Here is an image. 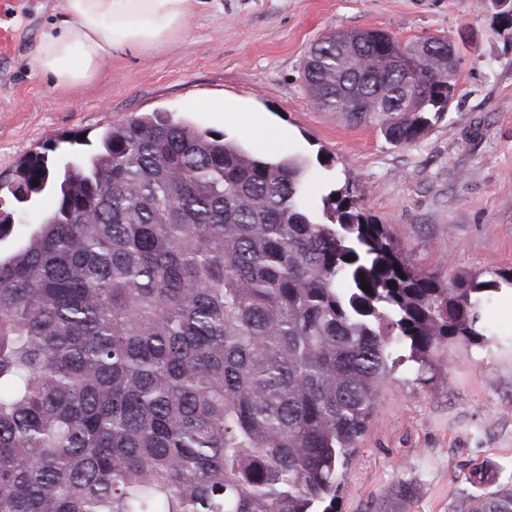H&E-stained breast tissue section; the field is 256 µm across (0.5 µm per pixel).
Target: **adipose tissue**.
I'll return each instance as SVG.
<instances>
[{"mask_svg":"<svg viewBox=\"0 0 512 512\" xmlns=\"http://www.w3.org/2000/svg\"><path fill=\"white\" fill-rule=\"evenodd\" d=\"M199 0H65L62 18L44 29L34 68L56 86L77 88L99 63L125 49L149 50L183 31Z\"/></svg>","mask_w":512,"mask_h":512,"instance_id":"1","label":"adipose tissue"}]
</instances>
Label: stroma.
Returning <instances> with one entry per match:
<instances>
[{
  "label": "stroma",
  "instance_id": "stroma-1",
  "mask_svg": "<svg viewBox=\"0 0 512 512\" xmlns=\"http://www.w3.org/2000/svg\"><path fill=\"white\" fill-rule=\"evenodd\" d=\"M64 0H0V176L35 153H91L101 132L166 112L262 157L304 162L311 200L349 182L376 219L398 232L410 260L450 279L512 271V27L483 0H210L185 31L147 54L123 52L85 86L57 87L32 67L39 33ZM381 29L401 43L453 40L458 87L447 114L415 143L385 137L388 117L353 120L319 109L302 65L333 30ZM242 104L231 116L198 102ZM287 130L262 145L251 113ZM58 203L44 190L25 204L0 197L14 220L0 252L21 245ZM488 341L433 354V368L396 367L344 473L335 512H468L473 497L512 485V288L483 313Z\"/></svg>",
  "mask_w": 512,
  "mask_h": 512
}]
</instances>
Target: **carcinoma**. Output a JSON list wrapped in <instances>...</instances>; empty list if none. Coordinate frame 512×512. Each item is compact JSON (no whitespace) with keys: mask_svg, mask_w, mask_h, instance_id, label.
Returning <instances> with one entry per match:
<instances>
[{"mask_svg":"<svg viewBox=\"0 0 512 512\" xmlns=\"http://www.w3.org/2000/svg\"><path fill=\"white\" fill-rule=\"evenodd\" d=\"M457 72L445 38L370 29L303 63L319 108L384 112L398 146L447 112ZM305 175L152 112L0 179L19 203L58 196L0 255V512H330L395 368L484 339L512 280L416 267L347 184L316 218ZM469 512H512V486Z\"/></svg>","mask_w":512,"mask_h":512,"instance_id":"1","label":"carcinoma"}]
</instances>
